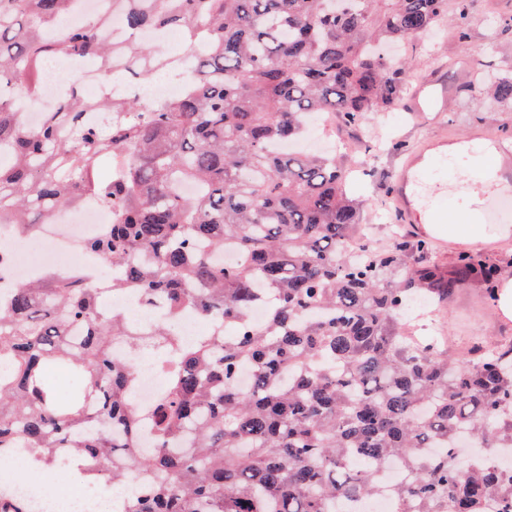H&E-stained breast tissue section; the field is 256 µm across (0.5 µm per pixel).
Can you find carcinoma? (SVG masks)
Instances as JSON below:
<instances>
[{"instance_id": "cac0c4a2", "label": "carcinoma", "mask_w": 512, "mask_h": 512, "mask_svg": "<svg viewBox=\"0 0 512 512\" xmlns=\"http://www.w3.org/2000/svg\"><path fill=\"white\" fill-rule=\"evenodd\" d=\"M76 2L0 0V154L10 155L0 225L31 234L55 207L95 199L114 220L86 249L112 262V280L52 270L0 303V458L19 452L46 470L65 457L83 483L107 472L128 487L118 512H337L340 499L380 493L397 512L512 501L497 462L512 448V341L490 355L474 344L462 361L402 331L414 298L443 303L466 279L494 296L496 268L464 256L455 279L409 262L425 242L349 250L361 213L347 171L334 157L272 150L299 141L312 116L360 124L396 105L412 67L378 46L432 29L448 0H112L132 34L182 33L193 66L184 92L146 109L75 84L31 128L15 100L39 95L51 57L122 65L143 83L181 70L154 46L106 41L102 14L68 24ZM469 2L454 0L462 40ZM480 88L512 102V77ZM201 243L239 260L216 263ZM142 253L151 261H136ZM122 290L193 306L231 334L190 346L161 327L144 337L106 314L105 295ZM259 301L268 317L257 328ZM116 339L164 359L148 412L133 398L134 365L113 358ZM145 425L154 447L125 454ZM392 460L404 474L386 486ZM0 512L27 510L0 489Z\"/></svg>"}]
</instances>
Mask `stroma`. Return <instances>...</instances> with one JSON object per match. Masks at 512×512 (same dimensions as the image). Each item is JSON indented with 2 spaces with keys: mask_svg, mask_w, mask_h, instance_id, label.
I'll use <instances>...</instances> for the list:
<instances>
[{
  "mask_svg": "<svg viewBox=\"0 0 512 512\" xmlns=\"http://www.w3.org/2000/svg\"><path fill=\"white\" fill-rule=\"evenodd\" d=\"M472 22L467 41H459L451 25L435 33L432 47L413 39L402 46L401 58L411 61L416 74L434 77L448 87L447 103L424 100L421 111H408L405 104L379 112L362 124L364 138L358 141L360 155H346L342 163L352 171L349 197L359 204L363 221L375 247L387 248L392 230H399L403 241L420 239L419 230L401 223L396 211L380 212L381 200L388 198L390 177L403 158L414 152L420 141L438 142L424 163L423 172L430 183L446 182L447 187L434 196L437 212L462 209L467 193L466 183L457 181L461 172L471 171L475 160L465 151L466 142L482 131L492 132L487 148H495L496 138L512 140V103L505 105L493 99H476L477 80L482 72L512 74V33L492 32L486 25L492 18L512 22V0H470ZM357 128L338 124L336 136L352 142ZM367 156L368 174H361L357 158ZM434 319L446 335L457 337L453 351L466 353L468 339H480L487 346L512 340V321L497 318L495 309L485 299L483 284L469 281L457 288L447 308L437 311Z\"/></svg>",
  "mask_w": 512,
  "mask_h": 512,
  "instance_id": "35a3bbf8",
  "label": "stroma"
}]
</instances>
